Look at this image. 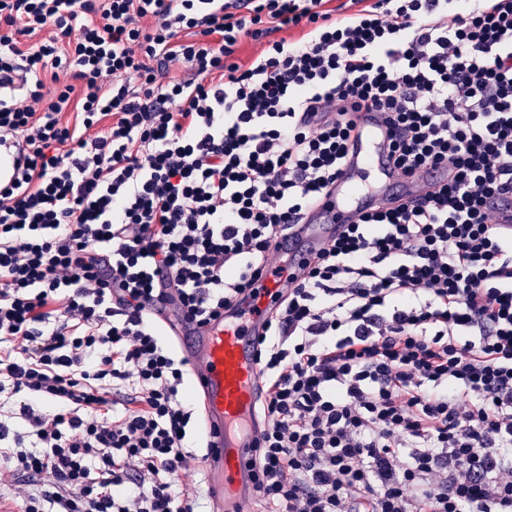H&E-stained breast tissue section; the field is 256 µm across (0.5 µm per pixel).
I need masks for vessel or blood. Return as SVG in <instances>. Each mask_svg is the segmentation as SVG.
I'll list each match as a JSON object with an SVG mask.
<instances>
[{"instance_id": "vessel-or-blood-1", "label": "vessel or blood", "mask_w": 512, "mask_h": 512, "mask_svg": "<svg viewBox=\"0 0 512 512\" xmlns=\"http://www.w3.org/2000/svg\"><path fill=\"white\" fill-rule=\"evenodd\" d=\"M355 120L357 136L348 146L343 173L284 242L283 271L264 272L252 296L204 329L190 322L179 327V347L189 360L194 389L203 401L204 428L214 446L206 463L207 486L224 512H245L252 495L248 450L260 436L253 412L261 384L254 348L277 293L338 225L357 222L367 202L384 204L393 195L413 197L421 191L419 183L398 177L389 165L390 127L383 115L359 112ZM22 161L19 142L0 140V182H10Z\"/></svg>"}]
</instances>
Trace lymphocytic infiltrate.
Here are the masks:
<instances>
[{
    "mask_svg": "<svg viewBox=\"0 0 512 512\" xmlns=\"http://www.w3.org/2000/svg\"><path fill=\"white\" fill-rule=\"evenodd\" d=\"M449 2L0 0L18 512H197L167 312L201 329L250 288L363 110L427 186L343 225L267 316L252 512H512V234L490 205L512 191V0ZM23 161V153L19 142L2 137L0 141V182H10L17 166Z\"/></svg>",
    "mask_w": 512,
    "mask_h": 512,
    "instance_id": "f902f5d3",
    "label": "lymphocytic infiltrate"
}]
</instances>
